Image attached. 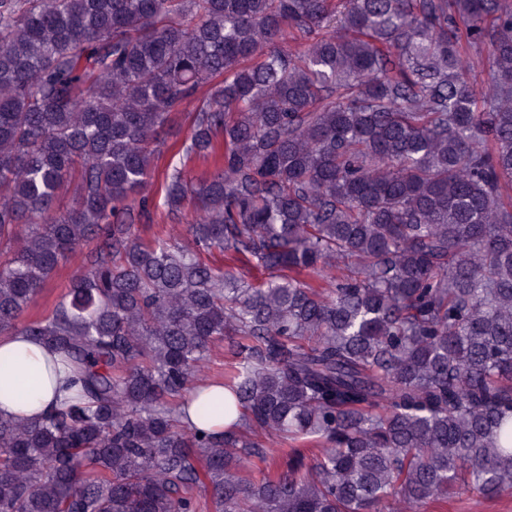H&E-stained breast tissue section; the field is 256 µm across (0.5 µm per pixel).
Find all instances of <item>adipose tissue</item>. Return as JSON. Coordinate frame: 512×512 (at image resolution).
<instances>
[{
	"mask_svg": "<svg viewBox=\"0 0 512 512\" xmlns=\"http://www.w3.org/2000/svg\"><path fill=\"white\" fill-rule=\"evenodd\" d=\"M69 372L57 353L18 331L0 336V416L34 418L57 403V389Z\"/></svg>",
	"mask_w": 512,
	"mask_h": 512,
	"instance_id": "ef3b65f1",
	"label": "adipose tissue"
}]
</instances>
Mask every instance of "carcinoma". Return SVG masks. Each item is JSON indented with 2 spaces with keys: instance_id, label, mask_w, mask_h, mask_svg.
I'll return each instance as SVG.
<instances>
[{
  "instance_id": "cac0c4a2",
  "label": "carcinoma",
  "mask_w": 512,
  "mask_h": 512,
  "mask_svg": "<svg viewBox=\"0 0 512 512\" xmlns=\"http://www.w3.org/2000/svg\"><path fill=\"white\" fill-rule=\"evenodd\" d=\"M159 210L192 214L188 241L136 233ZM225 252L270 276L209 261ZM79 253L53 311L24 319ZM15 331L78 391L0 417V512L512 493V3L0 0V336ZM221 342L218 400L201 389ZM191 407L242 422L202 433ZM254 458L286 468L256 479ZM174 129L172 134L167 139V148L163 149V153L160 157V159L157 162L158 165V172H156L155 179L161 180L162 173L167 167V165L172 161V155L173 153L179 148L182 140L187 135L188 132V122L185 120L184 114L180 115L174 125ZM177 142L176 146L172 148V145ZM158 176V178H157Z\"/></svg>"
}]
</instances>
